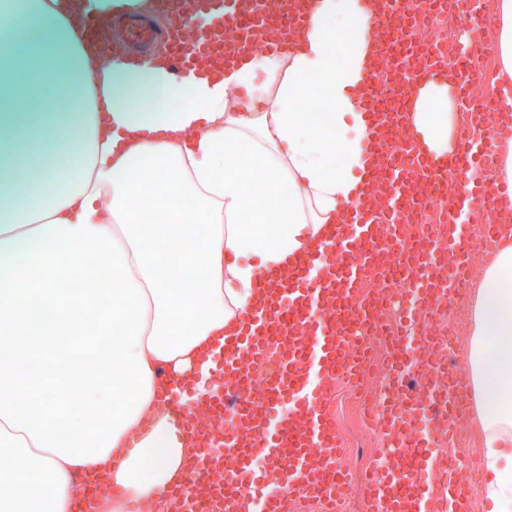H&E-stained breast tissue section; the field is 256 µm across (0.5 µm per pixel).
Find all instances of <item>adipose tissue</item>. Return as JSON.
Returning <instances> with one entry per match:
<instances>
[{
    "label": "adipose tissue",
    "mask_w": 512,
    "mask_h": 512,
    "mask_svg": "<svg viewBox=\"0 0 512 512\" xmlns=\"http://www.w3.org/2000/svg\"><path fill=\"white\" fill-rule=\"evenodd\" d=\"M148 7L0 0V447L19 465L0 471V512H76L91 475L119 492L98 512H170L193 448L159 368L206 394L259 279L341 221L368 165V0H315L296 49L214 75L158 54L92 60L78 13ZM313 98L324 111H303ZM454 106L439 77L413 94L411 137L439 158ZM467 369L484 496L512 512V231L476 293Z\"/></svg>",
    "instance_id": "1"
}]
</instances>
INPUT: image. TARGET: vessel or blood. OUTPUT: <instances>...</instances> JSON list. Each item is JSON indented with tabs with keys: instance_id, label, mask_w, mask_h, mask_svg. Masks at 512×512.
Instances as JSON below:
<instances>
[{
	"instance_id": "obj_1",
	"label": "vessel or blood",
	"mask_w": 512,
	"mask_h": 512,
	"mask_svg": "<svg viewBox=\"0 0 512 512\" xmlns=\"http://www.w3.org/2000/svg\"><path fill=\"white\" fill-rule=\"evenodd\" d=\"M251 2L155 0L158 11L181 20L169 32L173 64L196 67L213 56L217 42L226 46L224 62L228 65L249 53L253 40L260 37L271 49L285 52L292 48L293 31L305 25L312 0H273L274 10L266 13L254 12ZM372 4L389 29L405 33L416 24L402 0H372ZM202 15L210 18L209 29L198 38H185L186 24ZM124 35L136 53L148 48L155 38L142 14L126 17ZM417 52L423 68L405 72L384 44L376 46L379 68L399 74L401 94L407 100L418 79L447 68V58L438 47L421 45ZM371 118L376 129L369 144L374 165L365 182V199L347 204L346 223L333 225L322 247L299 255L277 278L260 284L246 324L229 328L219 354L212 358L208 381L230 378L237 387L239 397L232 412L224 410L223 392L201 399L196 384L184 385L171 376L166 379L167 408L196 443L186 462V478L166 492L176 512H190L195 506L203 512H294L301 501L333 512L349 479L339 465L341 440L325 407L324 386L354 378L363 344L351 341L338 322L322 320V311L335 305L338 298H349L353 301L351 321L365 333L376 329L378 303L361 288L366 281L383 279L374 253L385 239L396 241L405 236L409 196L424 177L448 185L470 176V186L486 209L512 213V190L481 174L489 159L484 140L470 134L461 137L460 149L436 161L413 142L395 147L394 129L407 125V112L390 117L375 111ZM461 214L460 201L450 200L444 225L420 235L415 249L388 254L389 260L412 266L415 277L404 291L408 316L386 366L392 380L379 400L380 467L364 479L369 512H427L431 492L419 475L437 464L450 479L444 495L448 512L468 509L467 497L455 481L460 461L450 454L434 458L419 449L415 438L396 429L399 416L417 418L440 409L451 433L465 413L461 373L449 374L444 389L422 385L408 391L402 382L417 318L425 311L435 317L445 315L469 275L468 254L459 246ZM244 353L257 361L274 354L280 358V370L264 379L263 398L258 403L251 396V375L238 365ZM193 398L206 412H221L222 426L207 428L198 423L186 405ZM219 444L234 454L238 473L250 475L248 488L230 480L221 485L210 482V472L224 466L223 457L214 452ZM257 452L269 465L287 469L288 477L278 487H267L253 475L252 458Z\"/></svg>"
}]
</instances>
